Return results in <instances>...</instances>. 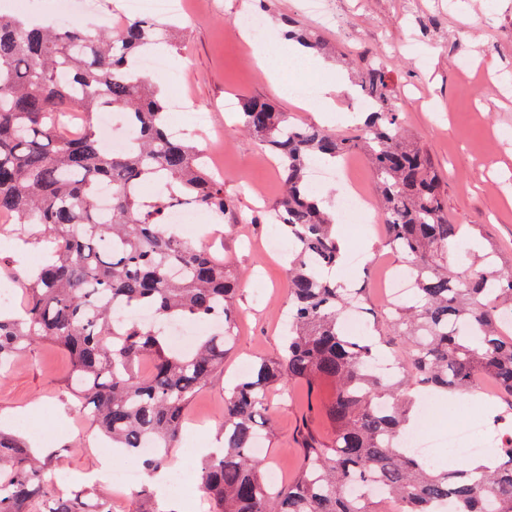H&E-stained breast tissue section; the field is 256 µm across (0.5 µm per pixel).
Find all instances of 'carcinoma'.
Segmentation results:
<instances>
[{"instance_id":"obj_1","label":"carcinoma","mask_w":512,"mask_h":512,"mask_svg":"<svg viewBox=\"0 0 512 512\" xmlns=\"http://www.w3.org/2000/svg\"><path fill=\"white\" fill-rule=\"evenodd\" d=\"M174 29L163 18L135 17L115 30L105 16L84 26L0 16V213L28 227L25 242L52 244L50 264L24 286L23 312L0 308V365L38 341L60 345L72 363L67 384L79 411L112 447L140 456L149 475L170 467L185 409L224 369L237 321L224 260L192 246L167 220L172 201L220 217L230 211L224 182L195 145L171 135L166 102L143 76L146 52L171 44ZM283 36L325 49L304 30ZM356 82L374 108L350 135L297 124L257 98L241 101L238 130L277 158L284 185L271 214L294 256L288 341L282 354L252 365L224 393V442L203 459L201 485L214 512H379L382 500L366 495L373 485L401 512H434L448 498L457 512H512V415L494 417L507 428L494 468H440L403 447L412 407L402 394L418 387L475 391L488 377L497 395L512 397V333L501 327L502 315L512 313V263L499 264L493 248L484 268L469 275L448 262L466 233L448 218L439 174L406 136L384 69L367 60ZM106 108L129 119V151L103 146L98 116ZM356 151L373 166L387 241L413 278V297L370 325L406 345L398 373L388 378L372 371V338L348 335L340 321L349 307L365 310L363 289L336 285V216L318 206L307 179L312 162ZM105 183L112 186L106 211L98 199ZM146 183L165 195L146 198ZM116 300L151 310L156 321H115ZM218 310L224 331L200 336L186 350L157 326L206 322ZM146 358L151 368L143 377ZM289 381L313 392L332 385V397L317 409L331 435L305 416L300 467L273 489L251 448L267 423V393ZM380 401L386 410L377 409ZM147 440L157 454L139 455ZM51 470V458L0 430V512H111L88 490L54 491L46 480Z\"/></svg>"}]
</instances>
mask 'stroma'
Wrapping results in <instances>:
<instances>
[{"instance_id":"obj_1","label":"stroma","mask_w":512,"mask_h":512,"mask_svg":"<svg viewBox=\"0 0 512 512\" xmlns=\"http://www.w3.org/2000/svg\"><path fill=\"white\" fill-rule=\"evenodd\" d=\"M339 18L335 28L317 27L300 0H183L175 39L179 50L168 57L163 72L164 93L190 97L189 112L179 124L190 139H198L194 113H204L210 126L226 132L224 192L242 220L225 223L218 238L203 235L201 225L183 227L189 240L223 253L224 263L239 275L236 305L238 334L224 357V372L199 392L189 405L175 464L188 456L203 457L223 436L224 390L240 365L271 358L281 352L288 320L285 269L289 252L274 253L266 246L275 233L264 221L283 195L275 159L258 140L233 131L234 114L242 98L255 97L273 104L291 119L307 124L315 119L285 91L296 71L270 79L251 60V32L240 20L261 15L266 33L263 43L283 51L282 17L288 16L308 30L319 31L327 43L321 57L336 65L344 80L336 97V110L319 119L329 130L349 133L355 88L338 68L340 54L371 51L387 71L394 105L405 129L428 153L438 171L448 201V214L459 224L480 225L483 235L467 259L473 269L482 266L486 243H494L503 260L512 259V0H330ZM498 77L500 89L486 87L481 74ZM348 257L340 270L349 287L365 291L374 315L387 311L377 283L381 261L406 268L405 259L389 246L382 222L338 224ZM373 242L374 255H363L365 242ZM47 250L46 244H20L0 240V289L17 286L32 276ZM68 355L51 344H37L18 356L0 376V428L19 433L20 423L49 434L48 452L54 453L53 475L59 490L90 489L106 498L112 512H137L135 490H116L108 479L112 469L125 467L123 456L75 408L66 385ZM332 393L323 386L313 393L301 383H288L268 394L270 431L261 444L265 471L279 478L294 473L299 459L298 436L308 407L319 405ZM498 406L473 394L469 405L427 408L419 416V431L433 434L446 423L468 414L485 421L481 438L486 448L501 445L502 433L490 421Z\"/></svg>"}]
</instances>
